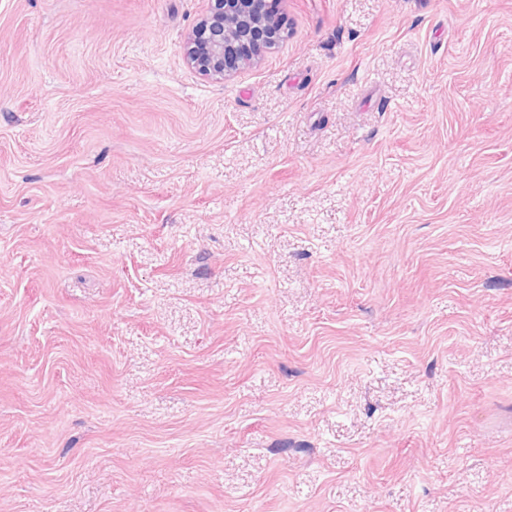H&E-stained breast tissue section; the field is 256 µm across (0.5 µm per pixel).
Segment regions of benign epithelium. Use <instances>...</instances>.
<instances>
[{"mask_svg":"<svg viewBox=\"0 0 512 512\" xmlns=\"http://www.w3.org/2000/svg\"><path fill=\"white\" fill-rule=\"evenodd\" d=\"M200 21L188 33L183 55L188 66L198 73L224 80L255 61L251 57L234 67L226 65L238 44L253 42L259 52L277 48L285 38L282 28L267 16L260 0H207Z\"/></svg>","mask_w":512,"mask_h":512,"instance_id":"7a95c632","label":"benign epithelium"}]
</instances>
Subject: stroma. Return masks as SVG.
Wrapping results in <instances>:
<instances>
[{
  "instance_id": "obj_1",
  "label": "stroma",
  "mask_w": 512,
  "mask_h": 512,
  "mask_svg": "<svg viewBox=\"0 0 512 512\" xmlns=\"http://www.w3.org/2000/svg\"><path fill=\"white\" fill-rule=\"evenodd\" d=\"M0 0V512H512V0ZM207 2L205 13L183 44L187 65L201 75L224 80L240 67L253 63L262 52L277 48L285 38L281 23L275 30L276 21L265 14L259 0ZM242 42H254L258 53L237 66L228 67L226 59L232 57Z\"/></svg>"
}]
</instances>
